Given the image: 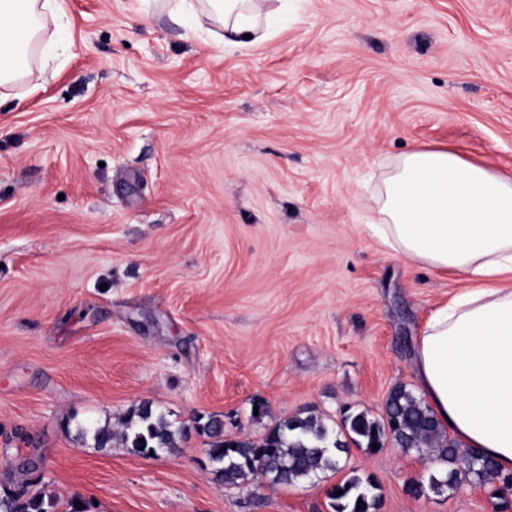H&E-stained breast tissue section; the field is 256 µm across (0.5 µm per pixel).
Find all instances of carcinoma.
I'll list each match as a JSON object with an SVG mask.
<instances>
[{
    "label": "carcinoma",
    "mask_w": 512,
    "mask_h": 512,
    "mask_svg": "<svg viewBox=\"0 0 512 512\" xmlns=\"http://www.w3.org/2000/svg\"><path fill=\"white\" fill-rule=\"evenodd\" d=\"M345 433L331 428L320 416H293L275 422L263 437L224 436V421L215 415L198 414L191 423L175 424L150 402H144L125 416L115 429L110 422L86 423L77 428V438H90L96 448L122 446L135 455L148 457L173 452L190 433L209 439L214 474L227 485L251 483L258 478L271 486L293 484L327 471L341 469V454L349 443L372 449L386 442L405 452L427 453L434 471L429 487L438 493L454 490L462 483L485 485L497 477L504 486L512 476L503 475L495 463L476 448H460L449 438L431 408L403 385L389 393L381 418L362 411L343 421ZM39 480L26 479L5 489L0 512H58V499ZM377 486L369 478L351 476L330 492L334 512H377ZM343 494H337V491Z\"/></svg>",
    "instance_id": "1"
}]
</instances>
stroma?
<instances>
[{
  "label": "stroma",
  "mask_w": 512,
  "mask_h": 512,
  "mask_svg": "<svg viewBox=\"0 0 512 512\" xmlns=\"http://www.w3.org/2000/svg\"><path fill=\"white\" fill-rule=\"evenodd\" d=\"M65 7L44 82L0 92V481L34 461L89 512H333L357 474L378 512H512L490 484L411 494L433 465L390 443L228 486L207 438L145 458L74 429L149 401L257 440L415 389L414 339L462 284L364 233L361 177L422 148L512 173V0H292L243 51L165 0Z\"/></svg>",
  "instance_id": "obj_1"
}]
</instances>
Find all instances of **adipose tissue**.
I'll use <instances>...</instances> for the list:
<instances>
[{
  "label": "adipose tissue",
  "mask_w": 512,
  "mask_h": 512,
  "mask_svg": "<svg viewBox=\"0 0 512 512\" xmlns=\"http://www.w3.org/2000/svg\"><path fill=\"white\" fill-rule=\"evenodd\" d=\"M288 0H170L169 15L211 22L228 49L259 43ZM63 0H0V88L32 80L30 58ZM365 232L405 260L453 273L462 292L439 304L413 350L418 390L441 426L512 472V175L459 152L420 149L381 173Z\"/></svg>",
  "instance_id": "adipose-tissue-1"
}]
</instances>
